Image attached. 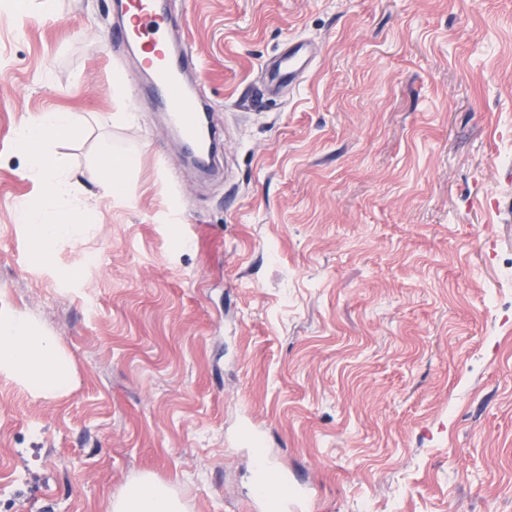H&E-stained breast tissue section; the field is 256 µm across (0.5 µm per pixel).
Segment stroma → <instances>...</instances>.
Wrapping results in <instances>:
<instances>
[{"mask_svg": "<svg viewBox=\"0 0 512 512\" xmlns=\"http://www.w3.org/2000/svg\"><path fill=\"white\" fill-rule=\"evenodd\" d=\"M165 2L223 137L211 175L113 47V0L18 25L0 0V309L78 378L54 400L0 377V512H107L143 476L250 512V429L308 512H512V0ZM291 37L313 64L263 102ZM57 111L96 218L47 268L15 133ZM104 146L137 158L117 196Z\"/></svg>", "mask_w": 512, "mask_h": 512, "instance_id": "35a3bbf8", "label": "stroma"}]
</instances>
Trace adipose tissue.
Returning a JSON list of instances; mask_svg holds the SVG:
<instances>
[{
    "label": "adipose tissue",
    "instance_id": "1",
    "mask_svg": "<svg viewBox=\"0 0 512 512\" xmlns=\"http://www.w3.org/2000/svg\"><path fill=\"white\" fill-rule=\"evenodd\" d=\"M76 126L69 112H46L20 126L15 145L28 160V175L40 189L38 205L18 210L35 245V259L51 264L62 241L78 242L87 233L95 208L75 188L65 155L50 151L56 140L68 137ZM0 376L14 381L37 398L69 395L76 386V368L57 337L14 310H0ZM171 489L145 479L126 487L110 503L108 512H183Z\"/></svg>",
    "mask_w": 512,
    "mask_h": 512
}]
</instances>
